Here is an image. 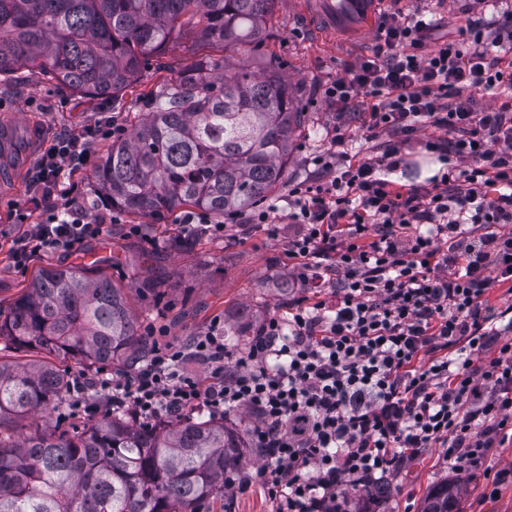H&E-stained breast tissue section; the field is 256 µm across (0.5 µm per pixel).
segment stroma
Returning a JSON list of instances; mask_svg holds the SVG:
<instances>
[{
	"label": "stroma",
	"mask_w": 512,
	"mask_h": 512,
	"mask_svg": "<svg viewBox=\"0 0 512 512\" xmlns=\"http://www.w3.org/2000/svg\"><path fill=\"white\" fill-rule=\"evenodd\" d=\"M459 0H389L388 10L422 8L432 13L444 34H454L463 23ZM376 43L372 33L352 41L344 30L335 38L322 36L321 26L300 12V0H277L266 24L263 43L234 63L264 73L269 64L279 65L295 88L298 109L304 112V127L288 160L285 179L272 202L284 206L289 189L313 180L318 172L311 162L339 122L337 112L324 98L325 84L343 76L347 64L370 54ZM221 57L219 47L196 45L191 39L171 40L165 49L150 57L142 78L118 97H99L72 91L50 80L39 70L29 71L26 81L0 79V308L9 307L24 294L39 269H64L101 262L103 272L122 289L142 327L162 328L167 340L187 341L209 329L214 322L235 325L240 334L235 344L267 318L287 316V299L278 288L289 285L290 297L302 292L286 243L295 227L282 225L279 236L261 232L243 233L247 217L235 215L227 237L192 230L184 224L186 209L170 214L140 216L110 209L95 191L94 168L66 170L61 182L64 195L55 206L80 205L87 219L111 210L103 234L70 249L45 250L31 257L25 268L9 258L14 240L40 222L34 208L32 170L43 145L62 131L78 132L100 121L113 120L128 127L146 111V101L163 83L200 56ZM140 234H132L133 225ZM192 237L188 249L175 248V241ZM159 283L157 292L138 290L142 273ZM390 494L379 503L359 492L350 499L358 512H420L427 492L437 483H458L461 512H512V483L493 487L491 473L457 479L439 448L425 449L398 472L388 474ZM235 512H271L272 504L259 487L240 492L225 490L223 496L199 503V512H224L226 500Z\"/></svg>",
	"instance_id": "stroma-1"
}]
</instances>
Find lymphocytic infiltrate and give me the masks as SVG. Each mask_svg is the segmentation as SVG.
I'll use <instances>...</instances> for the list:
<instances>
[{
    "label": "lymphocytic infiltrate",
    "instance_id": "lymphocytic-infiltrate-1",
    "mask_svg": "<svg viewBox=\"0 0 512 512\" xmlns=\"http://www.w3.org/2000/svg\"><path fill=\"white\" fill-rule=\"evenodd\" d=\"M463 10L457 39L433 50L425 11L384 14L372 54L324 90L338 112L363 113L365 155L344 152L335 134L312 158L324 178L289 189L285 213L269 206L247 220L269 237L296 225L295 273L330 285L331 300H295L242 346L215 326L153 347L138 370L77 374L72 417L93 393L144 424L250 410L266 464L238 483L260 484L274 512H349L348 490H368L423 448L443 449L449 468L470 476L512 441V337L486 302L493 284L512 285V10L492 26ZM481 93L500 105L481 106ZM428 128L440 135L422 146L446 172L425 185L389 180ZM116 132L106 122L51 139L33 169L43 197L59 194L65 168L87 164L91 142ZM102 233L79 208L49 209L11 259L22 268ZM491 342L498 356L478 360ZM192 360L209 381L187 372Z\"/></svg>",
    "mask_w": 512,
    "mask_h": 512
}]
</instances>
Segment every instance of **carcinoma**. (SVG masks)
<instances>
[{
	"label": "carcinoma",
	"instance_id": "obj_1",
	"mask_svg": "<svg viewBox=\"0 0 512 512\" xmlns=\"http://www.w3.org/2000/svg\"><path fill=\"white\" fill-rule=\"evenodd\" d=\"M276 0H0V75L38 69L74 91L117 96L176 29L224 56L164 84L112 142L96 174L112 206L155 215L190 206L216 219L265 204L285 178L303 113L278 67L230 62L264 35ZM76 364L131 368L151 348L121 289L90 267L43 269L0 314V339ZM72 378L43 361H0V512H197L239 472L245 432L209 418L135 424L119 412L17 438L12 424L58 412ZM422 512H460L458 488Z\"/></svg>",
	"mask_w": 512,
	"mask_h": 512
}]
</instances>
